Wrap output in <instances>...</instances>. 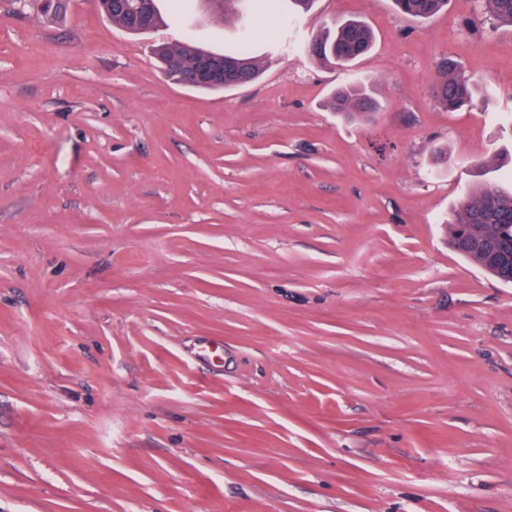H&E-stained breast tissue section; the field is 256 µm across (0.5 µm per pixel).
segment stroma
<instances>
[{
	"label": "stroma",
	"instance_id": "stroma-1",
	"mask_svg": "<svg viewBox=\"0 0 512 512\" xmlns=\"http://www.w3.org/2000/svg\"><path fill=\"white\" fill-rule=\"evenodd\" d=\"M249 32L226 92L167 81L150 46L68 0H0V512H512V284L445 223L485 167L512 176V27L478 0L349 17L348 68ZM490 100L445 110L444 59ZM365 83L374 121L333 112Z\"/></svg>",
	"mask_w": 512,
	"mask_h": 512
}]
</instances>
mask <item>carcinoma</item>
I'll use <instances>...</instances> for the list:
<instances>
[{
  "mask_svg": "<svg viewBox=\"0 0 512 512\" xmlns=\"http://www.w3.org/2000/svg\"><path fill=\"white\" fill-rule=\"evenodd\" d=\"M224 19L239 14L237 6L249 4L253 11H272L280 0H223ZM396 9L403 15L415 19H427L448 6V0H393ZM484 12L495 23L512 26V0H480ZM112 23L132 35L143 34L142 25L130 16L111 15ZM374 43L370 27L362 20L345 19L335 29L325 30L311 36L300 48L311 55L336 66L346 67L368 53ZM249 39L242 35L239 42L224 50V57L245 63L239 76L245 84L260 75L259 62L250 56ZM208 49L196 44L192 38L175 39L154 45L153 53L160 65L176 59L185 65ZM447 76L438 82L434 94L439 103L457 110L473 103L474 84L464 74L447 65ZM333 111L354 120L368 121L379 111L378 102L363 87L351 84L337 89L331 96ZM450 245L465 259L480 269L501 279L512 269L507 266H492L485 251L495 250L502 255L512 254V191L504 190L495 181H485L473 186L460 203L450 221Z\"/></svg>",
  "mask_w": 512,
  "mask_h": 512,
  "instance_id": "carcinoma-1",
  "label": "carcinoma"
}]
</instances>
